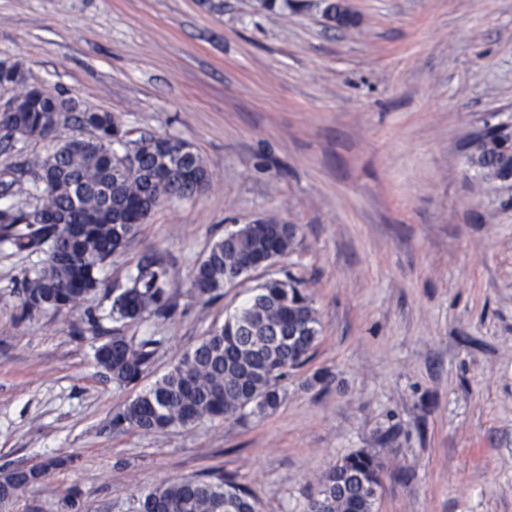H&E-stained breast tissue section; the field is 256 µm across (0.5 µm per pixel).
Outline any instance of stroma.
I'll return each instance as SVG.
<instances>
[{
    "instance_id": "obj_1",
    "label": "stroma",
    "mask_w": 512,
    "mask_h": 512,
    "mask_svg": "<svg viewBox=\"0 0 512 512\" xmlns=\"http://www.w3.org/2000/svg\"><path fill=\"white\" fill-rule=\"evenodd\" d=\"M0 0V60L109 112L131 137L184 140L212 181L161 205L99 271L146 254L176 273L174 319L104 328L164 336L150 373L118 386L79 333L82 311L23 316L30 260L0 246V466L73 457L12 512H135L161 482L231 477L260 512H307L325 472L365 449L375 512H512V186L468 164L487 125L512 126V0ZM297 227L278 269L319 314L311 360L264 415L115 431V411L248 296L203 301L188 279L243 224Z\"/></svg>"
}]
</instances>
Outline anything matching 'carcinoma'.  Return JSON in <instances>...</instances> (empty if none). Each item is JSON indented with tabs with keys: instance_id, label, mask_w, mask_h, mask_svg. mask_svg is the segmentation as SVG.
<instances>
[{
	"instance_id": "1",
	"label": "carcinoma",
	"mask_w": 512,
	"mask_h": 512,
	"mask_svg": "<svg viewBox=\"0 0 512 512\" xmlns=\"http://www.w3.org/2000/svg\"><path fill=\"white\" fill-rule=\"evenodd\" d=\"M0 86L19 88L18 103L0 113L3 151L17 159L0 169V244L37 258L23 276L22 313L61 312L86 307V324L101 334L91 304L101 288L99 266L138 234L162 204L205 191L211 176L201 156L180 139L129 131L110 112L55 111V96L30 85L18 66L0 61ZM74 119L89 137L54 145L45 154L17 148L47 140L60 124ZM483 182L512 173V134H487L470 158ZM9 197L17 198L13 203ZM293 224H243L215 242L196 263L191 292L210 300L249 274V262L266 260L265 278L224 324L209 330L161 379L112 415L115 431L152 434L188 429L203 419H238L245 410L267 413L281 400L280 383L310 359L320 321L302 282L291 272L271 271L294 249ZM108 317L140 324L175 315V274L159 257L146 256L125 276ZM164 336L112 333L95 348V359L119 385L138 383L148 373ZM73 458L49 457L40 466L13 467L0 474V512L18 493ZM382 464L365 451L352 453L326 472L317 492V512H374ZM138 512H259L251 493L224 476H195L163 482L138 499Z\"/></svg>"
}]
</instances>
